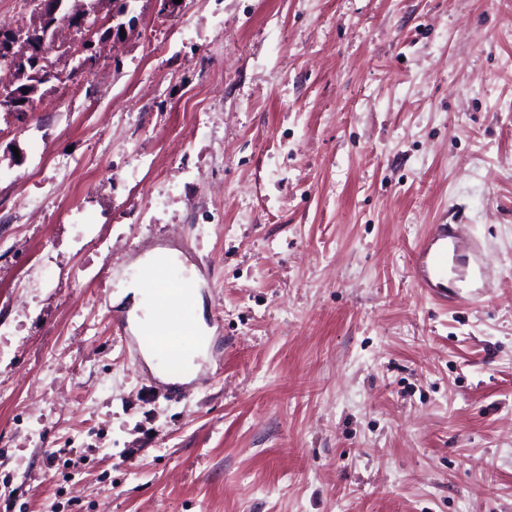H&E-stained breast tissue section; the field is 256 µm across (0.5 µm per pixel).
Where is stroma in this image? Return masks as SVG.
<instances>
[{
  "instance_id": "stroma-1",
  "label": "stroma",
  "mask_w": 512,
  "mask_h": 512,
  "mask_svg": "<svg viewBox=\"0 0 512 512\" xmlns=\"http://www.w3.org/2000/svg\"><path fill=\"white\" fill-rule=\"evenodd\" d=\"M130 8L0 112V512H512V0ZM435 224L482 248L448 308ZM156 249L180 399L113 324ZM119 16H115L109 18L106 21L98 20L97 24L91 28V30L88 33H85V38L81 42L79 48L77 49L76 53L79 55H82L81 59V66L83 68H87L92 65L93 61L96 58L95 51H94V34L97 31L102 30L107 25H109L111 22H114ZM432 236L431 246L422 245L414 252L415 281L420 288L434 292L448 305V301L455 299L454 295H448V266L461 260L457 254L460 247L452 224L433 225ZM448 242L453 248L452 255L448 251Z\"/></svg>"
}]
</instances>
